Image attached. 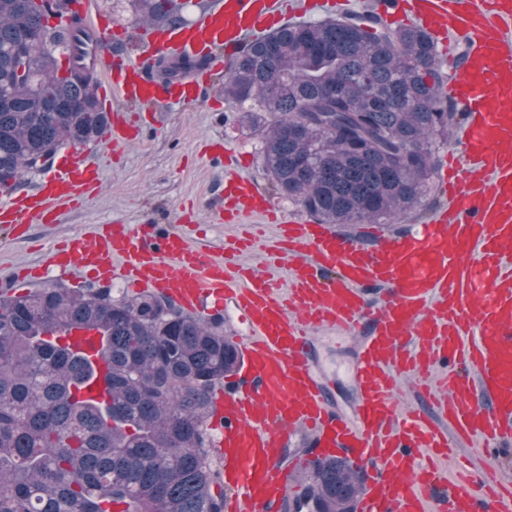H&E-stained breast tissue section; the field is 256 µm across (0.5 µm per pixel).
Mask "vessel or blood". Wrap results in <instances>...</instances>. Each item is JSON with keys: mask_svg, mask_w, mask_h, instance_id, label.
<instances>
[{"mask_svg": "<svg viewBox=\"0 0 512 512\" xmlns=\"http://www.w3.org/2000/svg\"><path fill=\"white\" fill-rule=\"evenodd\" d=\"M319 0H212L174 29L141 30L144 50L128 58L93 45L105 109L149 112L196 104L213 72L247 38L271 33ZM383 23L415 25L451 59L448 96L464 112L461 148L435 171L446 197L421 233L378 232L371 246L328 224L292 217L272 244L243 235L212 258L191 245V214L177 224H105L47 253L56 277L91 272L160 293L192 314L232 307L247 334L242 365L218 387L211 444L224 465L225 512H286L296 468L283 466L290 439L306 434L313 456L338 455L363 468L355 512H512V481L480 494L481 477H448L453 439H480L497 458L512 443V0H373ZM163 53L204 65L191 77L157 82L147 64ZM101 180L88 148L60 152L31 189H0V228L46 224L89 201ZM224 220L271 216L273 204L249 178L228 172ZM258 253L263 268L244 262ZM286 267L287 284L271 268ZM383 295L369 300L371 289ZM334 331L356 352L361 396L336 411L329 375L313 360L318 332ZM424 398L402 408L400 379Z\"/></svg>", "mask_w": 512, "mask_h": 512, "instance_id": "b4317fda", "label": "vessel or blood"}]
</instances>
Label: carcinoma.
<instances>
[{
    "label": "carcinoma",
    "instance_id": "cac0c4a2",
    "mask_svg": "<svg viewBox=\"0 0 512 512\" xmlns=\"http://www.w3.org/2000/svg\"><path fill=\"white\" fill-rule=\"evenodd\" d=\"M76 0H0V184L42 169L69 145L101 136L91 36ZM144 26L184 22L175 0H131ZM68 56L59 74L56 53ZM202 66L160 56L168 81ZM434 41L373 14L287 24L246 45L224 73V101L260 135L272 187L327 224L388 223L430 191L436 138L458 121ZM98 329L108 398L77 399L90 356L62 328ZM241 355L224 316H195L109 285L0 292V512H224L210 463L215 388ZM362 470L312 462L305 512H354Z\"/></svg>",
    "mask_w": 512,
    "mask_h": 512
}]
</instances>
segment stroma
I'll use <instances>...</instances> for the list:
<instances>
[{
  "mask_svg": "<svg viewBox=\"0 0 512 512\" xmlns=\"http://www.w3.org/2000/svg\"><path fill=\"white\" fill-rule=\"evenodd\" d=\"M95 9L112 14V37L118 52L135 54L140 25L128 0H92ZM134 140L115 147L104 139L90 141L100 171L97 197L84 206L64 211L58 221L14 237L0 230V282L7 281L14 262L37 260L53 240L86 233L100 224H174L182 208H193L202 242L213 257H221L225 238L238 231L225 223L224 150L234 149L247 158L240 174L249 177L286 215L298 207L275 191L261 166L258 135L242 128L224 102V76L215 74L201 101L189 108H173L150 123L144 110L134 105L120 108ZM317 365L329 372L337 408L351 411L359 390L352 378L356 355L336 335L322 333L314 342Z\"/></svg>",
  "mask_w": 512,
  "mask_h": 512,
  "instance_id": "stroma-1",
  "label": "stroma"
}]
</instances>
